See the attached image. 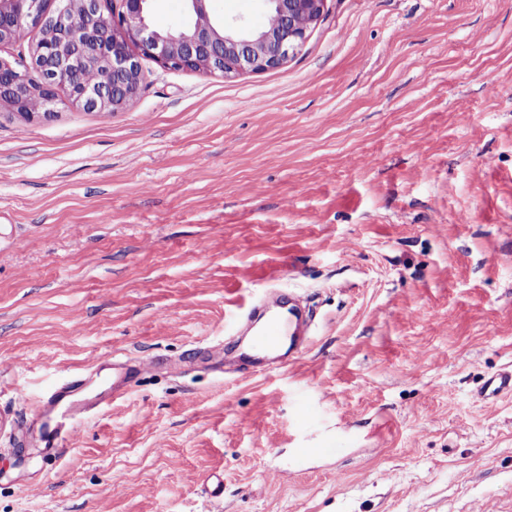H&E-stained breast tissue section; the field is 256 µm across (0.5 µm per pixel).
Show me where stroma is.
Returning <instances> with one entry per match:
<instances>
[{"label":"stroma","instance_id":"35a3bbf8","mask_svg":"<svg viewBox=\"0 0 512 512\" xmlns=\"http://www.w3.org/2000/svg\"><path fill=\"white\" fill-rule=\"evenodd\" d=\"M141 65L111 115L0 104V512H512V395L478 396L512 370V0H327L279 68ZM274 285L315 307L299 359L145 374L44 459L14 387L181 358Z\"/></svg>","mask_w":512,"mask_h":512}]
</instances>
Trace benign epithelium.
<instances>
[{
	"label": "benign epithelium",
	"mask_w": 512,
	"mask_h": 512,
	"mask_svg": "<svg viewBox=\"0 0 512 512\" xmlns=\"http://www.w3.org/2000/svg\"><path fill=\"white\" fill-rule=\"evenodd\" d=\"M153 0H0V47L15 42L20 27L39 30L30 48L34 83L0 56V102L31 119L49 116L55 90H68L72 104L90 111L121 112L138 95L140 58L164 68L234 78L278 68L302 46L322 19L327 0H265L269 21L258 28L217 21L210 0H183L189 24L161 29L151 21ZM97 73L93 82L77 76ZM38 96L43 112L30 99Z\"/></svg>",
	"instance_id": "7a95c632"
}]
</instances>
